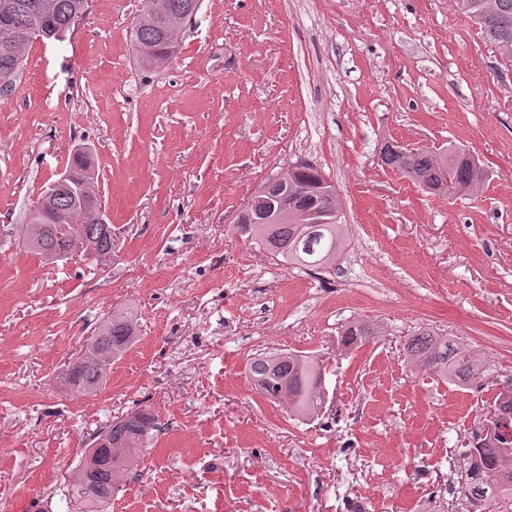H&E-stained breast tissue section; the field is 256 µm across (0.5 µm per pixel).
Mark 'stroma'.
I'll return each mask as SVG.
<instances>
[{
  "label": "stroma",
  "instance_id": "obj_1",
  "mask_svg": "<svg viewBox=\"0 0 512 512\" xmlns=\"http://www.w3.org/2000/svg\"><path fill=\"white\" fill-rule=\"evenodd\" d=\"M139 7L89 0L0 93V512H67L92 435L138 406L154 440L108 512H469L462 452L512 383V61L458 0H203L145 71ZM389 141L469 149L483 192L422 190L382 163ZM78 149L108 265L21 246ZM301 159L346 215L332 269L287 268L234 231L249 192ZM120 307L136 342L96 394L67 391L59 372ZM358 319L380 336L339 352ZM423 328L478 351L483 375L458 387L411 368ZM289 348L327 364L309 421L246 379L254 354Z\"/></svg>",
  "mask_w": 512,
  "mask_h": 512
}]
</instances>
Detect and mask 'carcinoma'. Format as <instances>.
I'll list each match as a JSON object with an SVG mask.
<instances>
[{
    "label": "carcinoma",
    "mask_w": 512,
    "mask_h": 512,
    "mask_svg": "<svg viewBox=\"0 0 512 512\" xmlns=\"http://www.w3.org/2000/svg\"><path fill=\"white\" fill-rule=\"evenodd\" d=\"M39 0H0V90L19 77L25 55L33 45L30 35L52 27L75 25L79 14L88 9V0H52L48 12L37 10ZM189 0H141L142 21L132 28L131 43L140 67L150 69L169 59L178 50L179 29L169 26L173 18L182 25L192 21ZM464 12L479 25L491 45L512 43V0H460ZM385 165L424 189L450 197L475 195L483 191L486 179L478 157L461 147L444 151L407 150L387 142L381 148ZM257 190L264 196L308 214V222L296 223L283 214L264 219L244 209L237 216L238 234L249 244L262 247L270 258L303 271L328 269L346 247L342 229L343 212L336 186L321 169L312 164L300 166L294 178L288 172L267 177ZM97 203L73 194H62L49 206L29 211V224L23 228L24 247L50 261L71 249L74 239L85 238L103 261L112 254V226L92 223ZM138 335V319L128 311H115L99 324L78 359L68 364L64 382L72 392L95 393L106 377L110 362L120 357ZM377 330L363 320L352 321L341 332L343 348L364 344ZM406 360L417 368L431 371L442 380L463 386L480 377L481 357L463 352L455 341L435 331L422 330L404 344ZM327 366L318 356L291 350L262 352L249 359L247 381L269 402L278 404L299 419H312L321 412L326 397ZM156 428L155 415L135 409L99 433V443L87 449L76 479L71 485L78 512H105L118 482L134 465L138 451L151 440ZM483 430L466 444L467 459L462 495L468 501H484L501 512H512V467L502 461L512 459V398L499 393L487 408Z\"/></svg>",
    "instance_id": "cac0c4a2"
}]
</instances>
